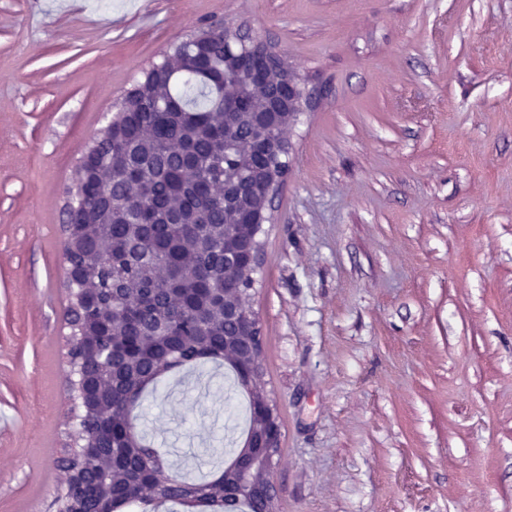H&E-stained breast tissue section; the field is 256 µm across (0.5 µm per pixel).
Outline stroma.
Masks as SVG:
<instances>
[{"label": "stroma", "instance_id": "35a3bbf8", "mask_svg": "<svg viewBox=\"0 0 512 512\" xmlns=\"http://www.w3.org/2000/svg\"><path fill=\"white\" fill-rule=\"evenodd\" d=\"M209 22L324 92L288 132L251 295L276 512H512V0H0V512H56L68 480L74 170ZM245 405L210 364L142 400L193 478Z\"/></svg>", "mask_w": 512, "mask_h": 512}]
</instances>
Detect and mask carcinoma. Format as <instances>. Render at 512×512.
I'll return each mask as SVG.
<instances>
[{
	"label": "carcinoma",
	"mask_w": 512,
	"mask_h": 512,
	"mask_svg": "<svg viewBox=\"0 0 512 512\" xmlns=\"http://www.w3.org/2000/svg\"><path fill=\"white\" fill-rule=\"evenodd\" d=\"M185 53L182 63L163 65L143 88L154 108L139 98L128 112L115 113L113 134L91 147L100 177L81 187L84 204L65 226L64 253L76 281L91 292L82 295V313L71 319L73 333L92 336L101 352L112 341L140 337L142 354L128 375L112 374V361L89 348L81 352L80 372L95 398L83 408L84 436L93 441L98 421H114L126 455L112 462V436L97 440L100 452L83 456L68 450L66 469L76 479L61 496L71 512H98L102 500L112 512H157L173 503L183 512H264L266 504L239 486L233 469L244 451L237 448L220 476L186 479L170 470L166 452L146 440L134 424L141 395L178 363L198 365L202 351L224 353V337L237 327L219 319L205 326V315L224 295V239L235 227L224 215V201L211 195L207 179L239 176L265 191L261 181L285 158L270 130L256 131L244 113L262 108L242 79L224 72L228 43L224 27L211 24ZM202 156V167L187 172L180 147ZM111 258L100 259L103 250ZM177 325L174 339L146 335L155 315Z\"/></svg>",
	"instance_id": "carcinoma-1"
}]
</instances>
